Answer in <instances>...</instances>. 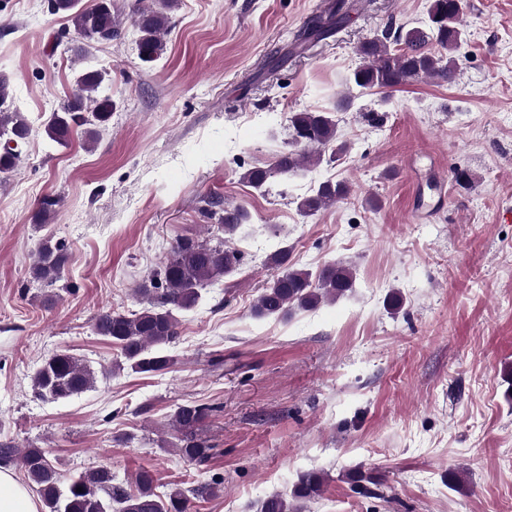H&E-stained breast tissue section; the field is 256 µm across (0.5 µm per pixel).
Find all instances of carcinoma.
I'll return each instance as SVG.
<instances>
[{"mask_svg": "<svg viewBox=\"0 0 512 512\" xmlns=\"http://www.w3.org/2000/svg\"><path fill=\"white\" fill-rule=\"evenodd\" d=\"M54 14H64L83 38L72 48L73 61L80 64L77 82L80 93L52 113L44 124L46 136L54 143L68 144L75 129L88 127L89 141L96 129L108 125L115 104L104 92L106 73L87 65L90 48L110 43L121 36V19L112 6L91 8L81 0H49ZM176 0H154L146 7L133 9L132 21L139 32L136 41L138 57L146 63L161 58L166 48L165 35L171 24ZM461 0H430L427 28L389 29L365 39L359 46L364 59L361 67L347 80L349 87L362 90L387 91L419 78H435L452 82L458 73L457 59L445 52L456 50L463 41L460 21ZM349 21L346 14L316 15L294 38L298 50L310 41L321 39ZM435 42L441 53L425 50ZM31 125L23 113L12 108L10 83L0 77V141L20 144L28 139ZM288 148L280 152L267 168H249L242 180L250 187L267 192L274 179H286L320 163L325 150L346 151L339 141L338 122L332 112H294L288 116ZM350 192L345 181L321 182L312 193L299 202L298 209L312 216L336 203ZM206 214L215 220V239L202 240L183 236L171 246L170 257L155 274L143 280L135 294L142 308L130 313L105 312L93 324L96 334L108 339L119 352L114 369H129L139 374L168 371L175 360L166 352L178 336L177 313L196 307L201 291L239 270L242 253L232 237L250 223L243 209L224 205L219 197L206 200ZM267 263L278 270L263 286L252 308L259 319L285 318L292 312L312 310L320 303L346 296L355 287L351 267L328 263L318 271L299 268L290 260L288 247H279L266 255ZM66 262L65 246L49 238L39 242L33 253V279L51 283L59 278ZM96 372L87 364L64 352H56L43 360L31 375V388L40 399L67 400L95 388ZM213 411L206 404L185 403L176 407L172 423L177 442L171 444L182 461L202 466L213 456L214 447L202 438L199 427ZM20 465L28 482L36 485L46 512H191L195 500H204L217 493V482L176 487L157 492L152 471L141 469L134 484L114 482L112 468L97 466L62 484L61 475L48 452L38 446L23 450L10 441L0 442V468ZM325 478L317 471L301 475L292 495L275 493L262 503L261 512H290L288 498L310 501L322 492ZM82 491H77V488Z\"/></svg>", "mask_w": 512, "mask_h": 512, "instance_id": "cac0c4a2", "label": "carcinoma"}]
</instances>
